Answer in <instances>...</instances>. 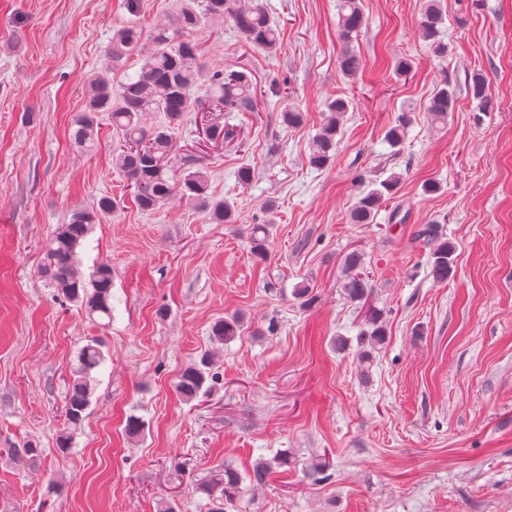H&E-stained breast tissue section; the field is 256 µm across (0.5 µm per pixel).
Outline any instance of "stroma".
I'll return each instance as SVG.
<instances>
[{
	"instance_id": "stroma-1",
	"label": "stroma",
	"mask_w": 512,
	"mask_h": 512,
	"mask_svg": "<svg viewBox=\"0 0 512 512\" xmlns=\"http://www.w3.org/2000/svg\"><path fill=\"white\" fill-rule=\"evenodd\" d=\"M178 0H0V512H208L197 479L230 465L288 456L237 512H512V0H439L444 55L418 31L422 0H361L365 24L339 59L338 0H264L279 28L268 53L216 22L199 36L204 61L248 67L262 90L253 112L190 114L177 141L206 168L209 193L237 221L212 223L180 198L144 212L112 166L108 114L93 151L71 139L88 80L114 29L150 27ZM413 61L408 77L396 58ZM482 73L491 99L476 111L464 81ZM458 90L446 126H431L434 87ZM304 114L280 119V83ZM352 100L335 159L307 163L327 100ZM410 113L400 153L385 132ZM235 127L247 150L214 146L205 123ZM254 177L242 183L239 172ZM403 176L371 224L348 212L358 176ZM439 193L423 190L426 182ZM104 195L119 204L78 250L90 275L112 267V320L64 299L39 267L54 228ZM266 223L267 254L251 248ZM437 224L456 247L447 282L429 275L418 229ZM363 252L385 337L363 340V313L340 288L341 256ZM309 282L310 305L293 290ZM238 315L218 343L215 321ZM344 338L337 348L336 338ZM103 339L87 415L67 451L70 369ZM210 354L208 397L180 399V372ZM145 422L129 440V416ZM32 442L37 465L15 460Z\"/></svg>"
}]
</instances>
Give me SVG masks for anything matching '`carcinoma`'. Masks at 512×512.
Listing matches in <instances>:
<instances>
[{
    "instance_id": "obj_1",
    "label": "carcinoma",
    "mask_w": 512,
    "mask_h": 512,
    "mask_svg": "<svg viewBox=\"0 0 512 512\" xmlns=\"http://www.w3.org/2000/svg\"><path fill=\"white\" fill-rule=\"evenodd\" d=\"M232 23L243 39L254 46L272 51L278 45V31L271 24L262 0H184L181 8L169 21L151 29L137 22L112 31L103 68L88 81V92L83 108L72 119V138L84 151L95 147L96 116L107 112L112 127L119 136V145L113 153V167L130 181L133 199L142 211L160 209L176 195L203 207L216 224L236 221L233 205L227 200H215L207 195L208 177L203 166L192 162L181 175L171 172L176 157L174 131L184 126L191 112H253L260 92L247 68L215 69L203 60L198 33L214 20ZM364 13L359 0H339V36L345 44L340 58V69L347 76L356 75L362 68L360 55L350 46L364 25ZM443 15L437 0H424L418 29L421 36L432 42L436 52L445 53L440 40ZM149 47L138 71L112 85L110 73L126 60ZM467 90L478 101L477 108L485 111L490 100L482 76L474 72L467 80ZM281 98L285 106L280 118L283 125L294 128L302 124L303 113L289 103L290 94L284 90ZM456 91L444 81L432 91L426 106L431 123L441 125L456 103ZM352 101L342 97L325 104L322 126L309 144V163L317 168L328 165L336 157L337 136L342 129L346 112ZM148 112H163L166 125L149 130L142 125ZM410 119L403 113L389 127L385 141L393 148L402 145ZM234 129L212 123L206 128V138L212 141L232 140ZM402 175L391 173L382 181L359 178L361 190L349 212L352 224H371L385 197L395 193ZM118 204L108 196L99 198L91 209L76 208L68 220L56 226L46 246L40 267L42 277L68 300L84 307L89 316L112 319V266L98 265L89 281H84L77 269L78 248L86 239L90 226L112 216ZM416 238L429 250L430 274L437 282H446L453 275L455 247L434 224L420 228ZM364 254L352 249L341 257L343 280L341 288L352 302L365 304L373 292L369 275L364 272ZM364 324L371 328V343L383 341L385 330L381 311L370 307L364 315ZM241 327L234 316L216 323L212 329L215 340L234 338ZM102 343L93 339L83 346L73 368L68 386L65 417L71 429L80 426L83 414L90 405L96 382L93 372L103 363ZM205 372L197 366L185 368L179 375L175 390L186 403L205 394ZM286 464L281 456L274 463H258L244 477L235 468L226 465L216 471L197 490L212 502L210 512H226V505L241 494L244 480L253 486L267 483L273 464Z\"/></svg>"
}]
</instances>
